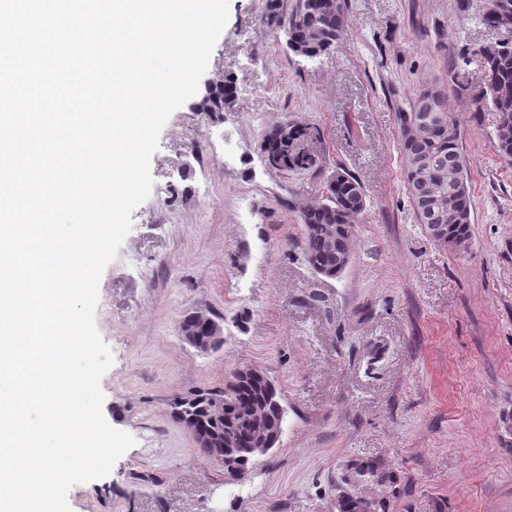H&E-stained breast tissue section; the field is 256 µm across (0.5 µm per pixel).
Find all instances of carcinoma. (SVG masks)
Returning <instances> with one entry per match:
<instances>
[{
	"label": "carcinoma",
	"instance_id": "1",
	"mask_svg": "<svg viewBox=\"0 0 512 512\" xmlns=\"http://www.w3.org/2000/svg\"><path fill=\"white\" fill-rule=\"evenodd\" d=\"M345 0H298L291 16L284 20L275 19L278 26L291 34L293 41L304 50V56L315 58L336 47V42L346 21ZM512 13V0H486L482 15L483 23L493 26L500 15ZM484 72L489 92V102L499 114L497 128V149L500 156L512 163V95L504 90L512 88V46L484 56ZM237 86L227 78L212 90L209 111L222 112L236 96ZM418 112H444L438 94L426 92L412 104L411 110L399 113L401 154L407 190L414 202L419 222L429 227L425 211L427 202L444 195L450 198L452 210L446 216L443 241L439 245H460L470 239L471 197L465 189L456 198L448 181L424 182L421 180L417 161L427 158L433 161L437 170L459 167L468 171V164L461 146V132L456 123L434 127L420 137H414L405 127L407 119ZM310 136L309 128L301 124L288 126V137L278 141L263 140L262 151L279 162L281 171H308L320 165V159L297 148L298 142ZM336 181L325 183L323 202L307 207L301 213L303 224L302 251L310 267L318 274L325 275L351 256L344 244L351 242L353 224L366 210V194L361 183L343 170H335ZM266 376L263 374L242 377L234 371L225 380L224 388L200 391L199 401L184 405L174 400V417L192 434L198 451L208 456L209 448L204 436L212 432L224 433V440L231 448H246L253 437L267 432L266 425L276 418L273 401L265 390ZM211 397L224 399V418L213 415L208 404Z\"/></svg>",
	"mask_w": 512,
	"mask_h": 512
}]
</instances>
